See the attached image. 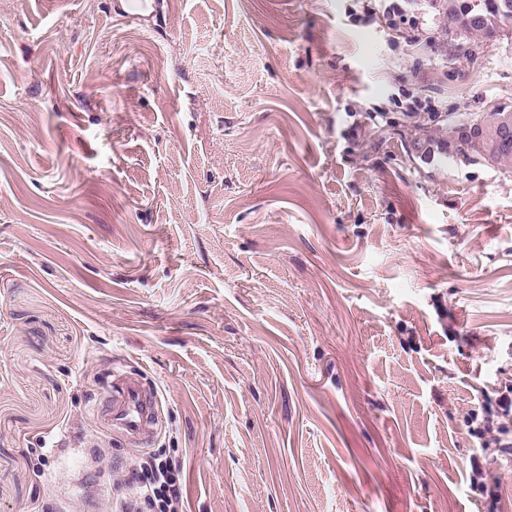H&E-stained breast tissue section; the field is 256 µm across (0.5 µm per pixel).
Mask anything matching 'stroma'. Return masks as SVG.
Listing matches in <instances>:
<instances>
[{
	"mask_svg": "<svg viewBox=\"0 0 512 512\" xmlns=\"http://www.w3.org/2000/svg\"><path fill=\"white\" fill-rule=\"evenodd\" d=\"M412 7L431 42L361 0H0V512H110L115 368L184 512H512L465 423L512 382V167L418 153L512 109V38ZM96 412L100 422L119 435L128 446L148 445L162 424L154 391L133 373L112 369ZM472 475L470 485L486 499H493L497 493V483L491 474L480 464L479 460L471 462Z\"/></svg>",
	"mask_w": 512,
	"mask_h": 512,
	"instance_id": "1",
	"label": "stroma"
}]
</instances>
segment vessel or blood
I'll return each mask as SVG.
<instances>
[{
  "label": "vessel or blood",
  "mask_w": 512,
  "mask_h": 512,
  "mask_svg": "<svg viewBox=\"0 0 512 512\" xmlns=\"http://www.w3.org/2000/svg\"><path fill=\"white\" fill-rule=\"evenodd\" d=\"M96 412L107 429L133 448L148 445L162 422L154 392L135 374L121 369L112 370Z\"/></svg>",
  "instance_id": "1"
}]
</instances>
